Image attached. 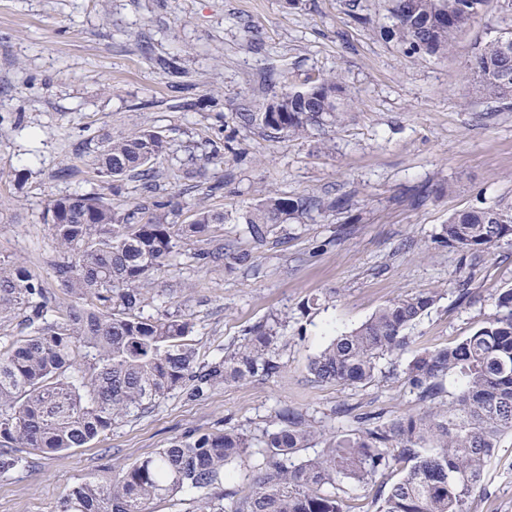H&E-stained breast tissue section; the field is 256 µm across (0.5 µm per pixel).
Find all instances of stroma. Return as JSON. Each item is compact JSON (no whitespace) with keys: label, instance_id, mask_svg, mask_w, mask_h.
I'll return each mask as SVG.
<instances>
[{"label":"stroma","instance_id":"1","mask_svg":"<svg viewBox=\"0 0 512 512\" xmlns=\"http://www.w3.org/2000/svg\"><path fill=\"white\" fill-rule=\"evenodd\" d=\"M389 0H0V260L23 262L56 304L69 295L43 219L52 198L102 192L91 170L104 133L141 128L169 143L153 193L122 181L113 206L167 202L171 222L195 206L224 224L194 240L153 284L151 313L191 316L202 360L249 329L287 315L280 371L200 399L172 393L85 448L32 453L0 477V512H56L71 486L112 477L190 431L257 434L284 406L342 428L341 405L391 417L420 411L404 382L408 357L381 360L375 381L344 388L314 379L330 340L406 294L440 300L408 334L414 349L470 335L512 288V240L478 257L441 243L459 210L512 198V109L476 98L465 77L474 44L497 22L477 20L447 56H406L379 33ZM335 73L356 96L342 125L306 138L238 122L307 77ZM343 199L342 208L281 224L248 265L203 264L200 252L248 246L241 216L268 194ZM471 294L460 298L461 284ZM475 512H512V438H505Z\"/></svg>","mask_w":512,"mask_h":512}]
</instances>
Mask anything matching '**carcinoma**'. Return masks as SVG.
Returning a JSON list of instances; mask_svg holds the SVG:
<instances>
[{"label": "carcinoma", "mask_w": 512, "mask_h": 512, "mask_svg": "<svg viewBox=\"0 0 512 512\" xmlns=\"http://www.w3.org/2000/svg\"><path fill=\"white\" fill-rule=\"evenodd\" d=\"M494 35L475 47L468 78L472 93L512 104V0H501ZM489 0H392V24L380 35L404 52L441 57L485 14ZM355 96L332 74L289 88L258 120L285 137H304L341 123ZM167 141L145 128L101 137L93 174L119 182L149 178ZM326 205L313 196L270 194L242 219L258 245L276 226ZM167 204L118 211L96 193L49 201L45 221L56 245L57 281L71 298L52 304L42 281L26 266L0 261V321L14 323V339L0 347V476L30 467L29 454H56L90 444L112 426L159 405L171 392L190 398L224 386L275 375L272 347L288 342L286 321L260 324L224 356L198 363L189 343L194 324L182 314H145L156 275L175 266L181 246L224 223V212L198 207L189 224L168 220ZM512 237V201L461 210L441 225L451 249L485 253ZM240 265L252 253L220 247L202 255ZM436 291L405 295L378 308L356 328L335 337L310 359L320 382L357 387L373 381L379 362L408 350L407 330L436 304ZM450 375L459 381L451 404L443 401ZM407 379L423 405L418 413L385 422L351 406L339 411L356 426L327 435L307 412L283 407L275 428L256 438L233 428L190 432L110 480L90 477L63 496L58 512H155L157 502L189 495L191 512H351L345 486L364 485L396 465L398 480L378 490L375 512H474L486 493L496 449L512 437V288L472 334L452 346L415 352ZM324 443L313 456L303 451ZM251 448L271 459L239 495L224 491L227 467Z\"/></svg>", "instance_id": "1"}]
</instances>
